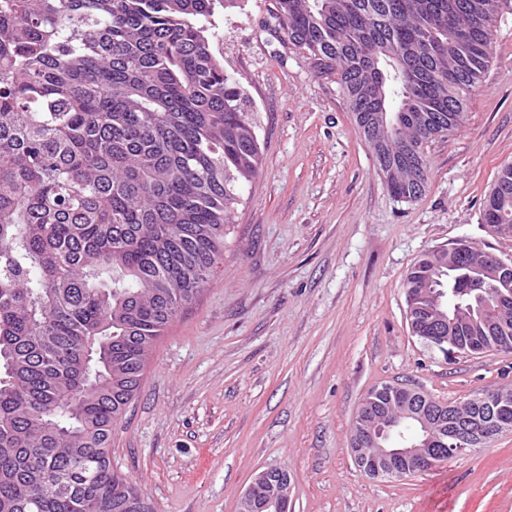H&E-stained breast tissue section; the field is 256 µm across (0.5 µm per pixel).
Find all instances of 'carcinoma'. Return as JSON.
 <instances>
[{
	"instance_id": "cac0c4a2",
	"label": "carcinoma",
	"mask_w": 512,
	"mask_h": 512,
	"mask_svg": "<svg viewBox=\"0 0 512 512\" xmlns=\"http://www.w3.org/2000/svg\"><path fill=\"white\" fill-rule=\"evenodd\" d=\"M238 2L0 0V512H153L112 466V425L260 170L255 113L204 24ZM493 6L512 14V0H276L288 40L336 64L363 133L395 113L375 154L407 201L426 188L424 145L459 127L488 67ZM450 14L472 34L462 61ZM496 185L484 221L512 226V172ZM436 262L422 254L404 288ZM439 280L470 304L466 267Z\"/></svg>"
}]
</instances>
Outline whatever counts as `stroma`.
<instances>
[{"mask_svg": "<svg viewBox=\"0 0 512 512\" xmlns=\"http://www.w3.org/2000/svg\"><path fill=\"white\" fill-rule=\"evenodd\" d=\"M275 11L243 0L210 19L211 50L257 114L262 167L210 283L149 351L112 464L156 512H237L270 467L293 478L288 512H512V431L399 479L367 477L350 452L375 385L452 403L512 386V353L447 357L412 335L403 287L420 255L459 238L512 258L483 220L512 164V15L408 202L388 192L335 66L290 43Z\"/></svg>", "mask_w": 512, "mask_h": 512, "instance_id": "obj_1", "label": "stroma"}]
</instances>
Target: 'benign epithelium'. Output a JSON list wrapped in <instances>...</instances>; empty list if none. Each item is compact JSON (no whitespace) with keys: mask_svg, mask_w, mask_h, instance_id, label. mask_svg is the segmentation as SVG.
Segmentation results:
<instances>
[{"mask_svg":"<svg viewBox=\"0 0 512 512\" xmlns=\"http://www.w3.org/2000/svg\"><path fill=\"white\" fill-rule=\"evenodd\" d=\"M448 29L453 31L456 55H468L467 36L454 29L451 20ZM445 252L450 268L464 259L469 266L484 270L485 277L473 281L469 289L477 302V312L493 304L503 308L512 303V293H507L512 288L511 259L476 250L466 239L458 240ZM434 332L423 340L435 347L446 342L447 353H456L459 337L445 334L442 325ZM466 404L493 412L512 404V387L478 393ZM459 408L458 404L437 400L415 387L384 384L371 388L363 396L351 428V451L357 466L371 478H401L437 467L433 445L438 442H448V448L440 452L452 458L505 431V424L496 419L490 420L487 432L466 427L456 417ZM292 484L286 470L277 478L270 477L267 468L260 471L244 492L238 512H287Z\"/></svg>","mask_w":512,"mask_h":512,"instance_id":"benign-epithelium-1","label":"benign epithelium"}]
</instances>
